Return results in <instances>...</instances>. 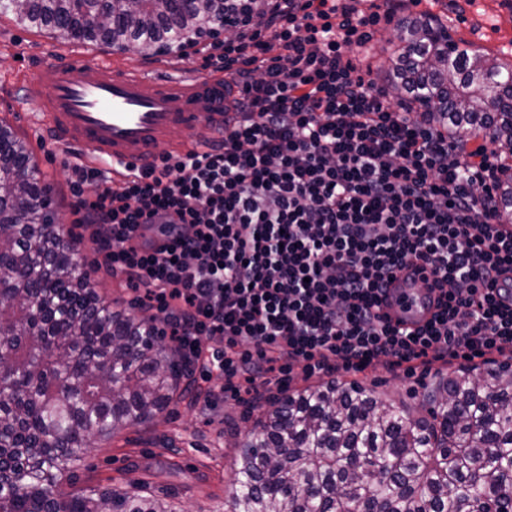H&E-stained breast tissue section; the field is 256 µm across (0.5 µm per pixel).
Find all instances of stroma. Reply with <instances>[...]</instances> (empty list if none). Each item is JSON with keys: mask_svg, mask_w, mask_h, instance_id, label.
<instances>
[{"mask_svg": "<svg viewBox=\"0 0 512 512\" xmlns=\"http://www.w3.org/2000/svg\"><path fill=\"white\" fill-rule=\"evenodd\" d=\"M396 2L392 24L378 35L374 45L371 64L377 78L385 76L387 59L399 38L398 22L425 11L440 17L453 39L471 42L497 57L512 53V8L503 7L502 0H422L418 5L411 0ZM57 44L48 33L23 28L0 16V119L18 136H25L26 128L14 98L26 61ZM92 53L125 66L165 62L179 73L201 69L204 64L202 55L186 57L177 50L151 55L135 49L96 47ZM30 148L41 177L52 185L56 218L72 220L73 158L41 140L31 141ZM440 370V365L434 364L407 374L381 360L359 381L385 402L417 411L426 388ZM255 423V413L232 399L203 401L194 407L180 402L149 423L123 429L111 441H94L82 449L76 485L127 490L135 484L143 491L163 493L172 512H224L237 454L230 432L251 430Z\"/></svg>", "mask_w": 512, "mask_h": 512, "instance_id": "stroma-1", "label": "stroma"}]
</instances>
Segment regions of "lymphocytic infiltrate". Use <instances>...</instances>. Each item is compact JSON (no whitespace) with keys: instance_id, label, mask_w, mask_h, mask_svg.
I'll list each match as a JSON object with an SVG mask.
<instances>
[{"instance_id":"obj_1","label":"lymphocytic infiltrate","mask_w":512,"mask_h":512,"mask_svg":"<svg viewBox=\"0 0 512 512\" xmlns=\"http://www.w3.org/2000/svg\"><path fill=\"white\" fill-rule=\"evenodd\" d=\"M267 2L205 58L236 92L223 142L118 188L74 165L73 212L106 273L235 399L298 365L333 376L381 359L512 358L496 151L461 149L374 82L349 53L371 47L381 19L361 0ZM409 263L440 291L412 330L381 312Z\"/></svg>"}]
</instances>
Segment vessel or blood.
Listing matches in <instances>:
<instances>
[{"label": "vessel or blood", "instance_id": "vessel-or-blood-1", "mask_svg": "<svg viewBox=\"0 0 512 512\" xmlns=\"http://www.w3.org/2000/svg\"><path fill=\"white\" fill-rule=\"evenodd\" d=\"M224 94L223 77L207 72L162 75L56 54L30 64L18 102L35 106L34 125L44 141L108 167L118 182L147 170L160 153L201 152L222 138ZM434 310V302L411 296L383 308L392 322L409 328Z\"/></svg>", "mask_w": 512, "mask_h": 512}]
</instances>
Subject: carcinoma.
Masks as SVG:
<instances>
[{"instance_id":"obj_1","label":"carcinoma","mask_w":512,"mask_h":512,"mask_svg":"<svg viewBox=\"0 0 512 512\" xmlns=\"http://www.w3.org/2000/svg\"><path fill=\"white\" fill-rule=\"evenodd\" d=\"M228 0H21V26L141 50L195 43ZM388 78L433 125L484 134L512 160V65L454 41L437 17L403 22ZM0 512H169L136 492L71 484L77 449L186 397L183 361L153 319L106 301L37 205L32 152L0 122ZM427 415L365 385L291 389L237 447L229 512H512V362L441 373Z\"/></svg>"}]
</instances>
